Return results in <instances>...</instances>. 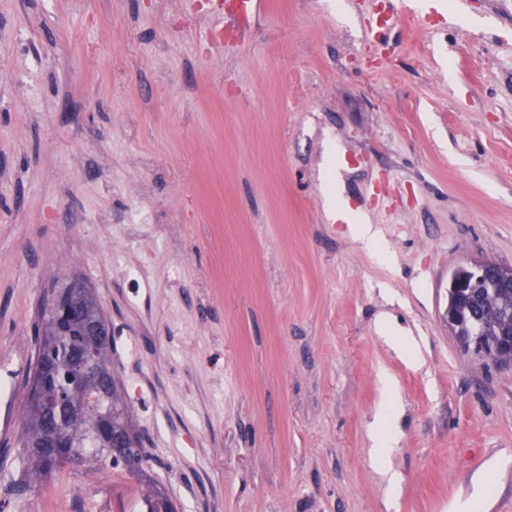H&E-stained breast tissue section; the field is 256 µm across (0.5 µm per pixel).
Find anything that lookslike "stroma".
<instances>
[{
	"label": "stroma",
	"mask_w": 512,
	"mask_h": 512,
	"mask_svg": "<svg viewBox=\"0 0 512 512\" xmlns=\"http://www.w3.org/2000/svg\"><path fill=\"white\" fill-rule=\"evenodd\" d=\"M455 2L479 27L393 0L379 43L378 0H269L229 42L187 0H0V512L89 481L113 512L108 461L16 491L34 326L74 282L178 512H449L479 481L512 512V366L444 320L457 264L512 265V0Z\"/></svg>",
	"instance_id": "stroma-1"
}]
</instances>
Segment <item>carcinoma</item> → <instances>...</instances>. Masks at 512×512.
<instances>
[{"label": "carcinoma", "instance_id": "1", "mask_svg": "<svg viewBox=\"0 0 512 512\" xmlns=\"http://www.w3.org/2000/svg\"><path fill=\"white\" fill-rule=\"evenodd\" d=\"M478 307L482 310L485 324L484 338L490 343L498 339V325L512 320V295L496 291L480 299ZM47 325L48 314L45 313L35 330L37 357L32 376L28 379L25 413L21 422V447L30 466L29 479L36 481L64 464L79 463L89 456L96 460L110 458L115 463L124 464L131 474L150 487L149 497L154 500L151 512H173L169 495L149 473V457L133 428L130 407L112 376L110 337L99 340L83 334L78 328H72L68 335L58 337L55 349L51 351L44 343ZM91 350L100 357L102 373L97 378L79 384V394L75 395V400L80 416L76 420L62 425L59 423L58 412L47 410L40 413L31 407L37 375L41 366L51 362L50 355H55L56 359L64 363L69 351L79 360ZM103 420L112 421L113 426L130 436L124 448L116 452L112 447V439L93 436V429ZM60 441L67 443L68 447H56Z\"/></svg>", "mask_w": 512, "mask_h": 512}]
</instances>
